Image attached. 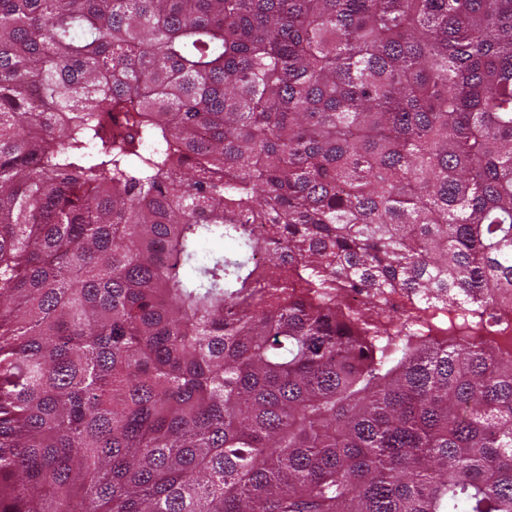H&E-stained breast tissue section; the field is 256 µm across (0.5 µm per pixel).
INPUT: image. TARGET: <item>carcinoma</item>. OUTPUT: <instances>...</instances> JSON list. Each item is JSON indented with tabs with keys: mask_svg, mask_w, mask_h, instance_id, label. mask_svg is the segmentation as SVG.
<instances>
[{
	"mask_svg": "<svg viewBox=\"0 0 512 512\" xmlns=\"http://www.w3.org/2000/svg\"><path fill=\"white\" fill-rule=\"evenodd\" d=\"M487 325L512 0H0V512H512Z\"/></svg>",
	"mask_w": 512,
	"mask_h": 512,
	"instance_id": "cac0c4a2",
	"label": "carcinoma"
}]
</instances>
